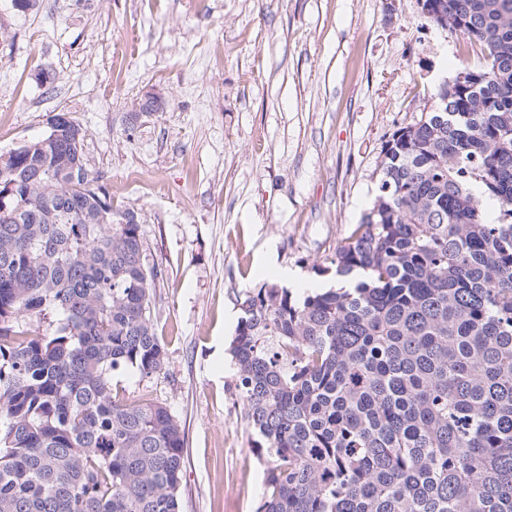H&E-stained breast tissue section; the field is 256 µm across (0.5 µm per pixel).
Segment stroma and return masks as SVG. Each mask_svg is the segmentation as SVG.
Here are the masks:
<instances>
[{"label": "stroma", "mask_w": 512, "mask_h": 512, "mask_svg": "<svg viewBox=\"0 0 512 512\" xmlns=\"http://www.w3.org/2000/svg\"><path fill=\"white\" fill-rule=\"evenodd\" d=\"M417 0H0V154L79 126L112 208L165 272L163 370L116 375L185 431L181 512H256L264 468L233 392L238 296L319 276L370 207L387 141L468 59ZM162 111H136L146 92Z\"/></svg>", "instance_id": "35a3bbf8"}]
</instances>
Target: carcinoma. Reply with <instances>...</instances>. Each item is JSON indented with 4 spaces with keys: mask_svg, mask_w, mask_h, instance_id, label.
Here are the masks:
<instances>
[{
    "mask_svg": "<svg viewBox=\"0 0 512 512\" xmlns=\"http://www.w3.org/2000/svg\"><path fill=\"white\" fill-rule=\"evenodd\" d=\"M480 56L399 129L348 288L237 300L236 401L267 462L258 512H512V0H431ZM0 154V512H180L181 424L113 378L162 371L164 272L85 166L78 127ZM57 316L52 335L29 320Z\"/></svg>",
    "mask_w": 512,
    "mask_h": 512,
    "instance_id": "cac0c4a2",
    "label": "carcinoma"
}]
</instances>
